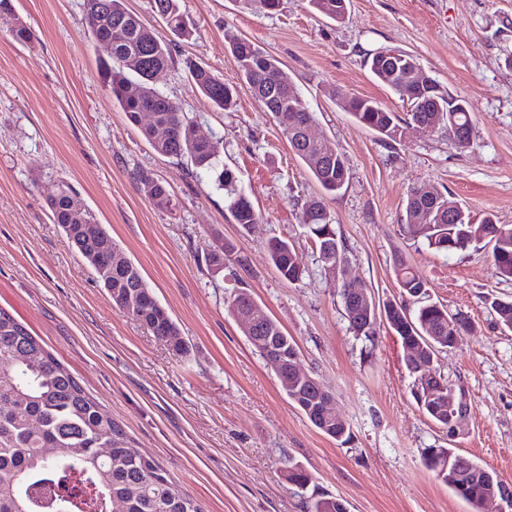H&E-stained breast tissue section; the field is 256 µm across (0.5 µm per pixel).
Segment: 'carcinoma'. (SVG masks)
<instances>
[{
    "label": "carcinoma",
    "instance_id": "1",
    "mask_svg": "<svg viewBox=\"0 0 512 512\" xmlns=\"http://www.w3.org/2000/svg\"><path fill=\"white\" fill-rule=\"evenodd\" d=\"M348 0H308L325 18L342 23ZM156 13L172 33L184 35L179 0H154ZM87 24L93 38L112 45L108 58L101 60L104 83L112 99L128 119L140 125L143 138L153 150L179 161L185 159L195 175L208 177L224 191L227 209L238 224L248 226L258 221L247 194L239 188L235 174L219 160V141L196 135V121L180 106L161 93L153 75L173 63V46L128 10L125 0H84ZM237 68L229 78L194 62L185 67L196 89L215 107L228 111L235 105L237 88L246 85L255 99L276 118L290 148L318 182L324 194L335 195L349 181L344 156L331 143L306 139L305 126L292 119L302 115L300 92L278 81L279 61L244 38L230 43ZM376 80L390 88L410 106L402 117L378 102L359 96H331L341 101L354 121L388 141L402 139L411 127L427 124L448 127V133L470 135L472 117L469 103L454 96L438 83L409 88L397 83L396 71L412 66L416 59L407 53L385 61L380 51L366 58ZM151 120L141 123L142 114ZM136 181L154 205L169 209L175 205L169 184L146 171L136 174ZM52 223L58 225L95 272L101 277L113 303L131 316L155 338L165 342L176 354L187 352L188 345L176 322L158 302L139 267L122 254L119 245L101 224L92 222L85 211L74 205L72 189L63 184L48 201ZM302 224L319 251L324 267L343 273L345 247L337 238L333 217L321 199L307 203ZM402 230L439 252L450 253L473 243L491 247L492 266L497 275L512 278V228L488 217L475 224L461 210L448 218V199L436 190L411 188L405 205ZM233 251L229 243L214 248L206 256L210 270L224 272V257ZM269 257L280 275L298 281L303 275L294 247L285 239L271 238ZM394 273L400 300L379 302L363 283L357 289L365 297V306L344 309L353 334L373 342L381 322L401 339L406 350L417 348L430 359L450 348L454 336L468 329V316L451 313L444 305L428 299L427 282L403 256L394 259ZM492 308L501 324L512 327V300L494 299ZM252 335L263 342L253 345L261 352L268 345L288 354L298 353L292 337L268 315L254 325ZM443 386L413 396L430 419L448 426V397L461 400V387L442 379ZM306 418L322 433L346 444L350 432H341L336 422L326 418L315 403ZM108 448L106 457L95 453ZM422 460L425 467L467 500L474 512H481L485 496L499 492L504 481L478 462L462 457L452 448H427ZM288 481L306 503L307 512H345L343 503L311 488L310 475L297 463L288 468ZM0 512H205L200 501L178 485L154 458L136 454L127 434L117 422L104 415L96 401L25 325L0 309Z\"/></svg>",
    "mask_w": 512,
    "mask_h": 512
}]
</instances>
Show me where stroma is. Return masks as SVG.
<instances>
[{
    "label": "stroma",
    "instance_id": "35a3bbf8",
    "mask_svg": "<svg viewBox=\"0 0 512 512\" xmlns=\"http://www.w3.org/2000/svg\"><path fill=\"white\" fill-rule=\"evenodd\" d=\"M84 0H12L30 28L13 43L0 23V308L23 322L118 422L134 448L160 462L206 512H306L287 478L299 463L347 512H473L421 458L452 448L512 484V330L491 307L512 297L486 249L444 254L400 230L409 190L427 185L469 213L512 227V0H350L343 23L281 0L277 13L236 0H180L189 36H171L152 0L127 7L162 36L174 61L156 87L221 140L220 159L260 215L236 224L223 191L185 163L157 154L113 103L99 62L107 50L85 20ZM249 39L282 64L313 112L314 137L331 142L350 169L337 195L319 184L248 88L216 109L183 67L193 59L232 76L229 44ZM412 54L421 71L473 112L472 139L411 128L387 143L356 124L332 89L370 97L398 114L408 106L372 76L366 55ZM165 180L174 208L155 206L136 170ZM68 184L140 267L188 344L175 355L112 303L97 273L49 219L48 199ZM324 198L346 248V272L376 297L397 295L394 257L403 254L428 282L431 299L466 313L471 330L433 368L459 384L470 406L456 434L417 407L406 351L388 326L373 344L348 326L337 280L301 226ZM294 246L300 281L280 277L266 251L271 237ZM234 246L224 272L204 257ZM247 289L298 345L303 370L329 393L349 425L343 444L291 403L275 372L253 350L227 305Z\"/></svg>",
    "mask_w": 512,
    "mask_h": 512
}]
</instances>
